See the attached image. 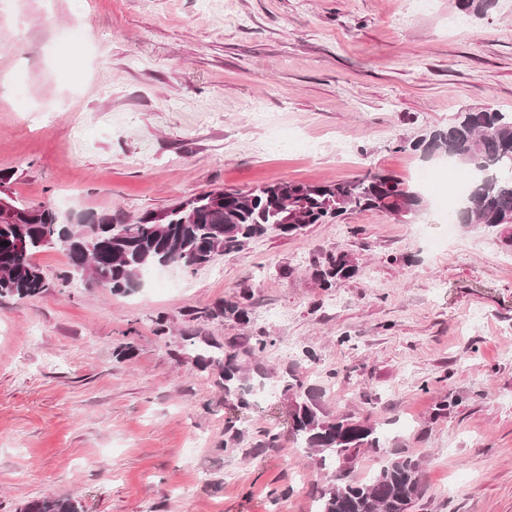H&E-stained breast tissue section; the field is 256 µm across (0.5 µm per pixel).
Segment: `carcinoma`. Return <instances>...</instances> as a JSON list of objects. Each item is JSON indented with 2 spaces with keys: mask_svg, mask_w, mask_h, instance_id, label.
Wrapping results in <instances>:
<instances>
[{
  "mask_svg": "<svg viewBox=\"0 0 512 512\" xmlns=\"http://www.w3.org/2000/svg\"><path fill=\"white\" fill-rule=\"evenodd\" d=\"M429 155L445 156L468 166L472 181L451 222L501 228V241L512 246V112L480 109L458 112L448 125L414 144ZM216 191L199 194L165 209L166 217L146 211L134 222L109 214H84L63 223L46 203L30 205L10 195V215L0 219V297L32 298L49 291L50 283L33 262L35 253L49 249L47 239L66 252L69 270L62 281H86L115 291L133 288L146 270L178 266L194 270L207 264L197 254L235 252L267 233L298 235L311 224H330L348 211L417 212L423 196L408 190L389 174L369 173L340 182H278L247 191L226 190L224 202ZM301 207L302 223L282 222L284 202ZM7 245H2V242ZM356 265L345 253L331 254L317 269L322 288L352 277ZM220 314L246 322L248 309L239 301L224 303ZM224 391L239 381L234 355L221 365ZM298 401L292 429L301 448L314 449L339 461L335 483L321 496L318 512H409L424 491L421 460L398 455L385 461L373 478L360 482L350 476V464L362 448H381V433L367 418L329 416L311 389L297 379L288 385ZM69 497H42L26 503L23 512H77Z\"/></svg>",
  "mask_w": 512,
  "mask_h": 512,
  "instance_id": "carcinoma-1",
  "label": "carcinoma"
}]
</instances>
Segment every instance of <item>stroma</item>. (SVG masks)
<instances>
[{"label": "stroma", "mask_w": 512, "mask_h": 512, "mask_svg": "<svg viewBox=\"0 0 512 512\" xmlns=\"http://www.w3.org/2000/svg\"><path fill=\"white\" fill-rule=\"evenodd\" d=\"M478 108L512 109V0H0V176L62 221L375 171L436 185L415 214L350 211L124 293L56 287L65 254H36L51 290L0 297V512H316L332 469L294 440L293 376L384 431L356 480L403 450L410 512H512V250L447 224L449 174L414 147ZM336 252L357 271L326 291ZM245 290L247 322L217 317ZM78 505L69 497H42L26 503L23 512H77Z\"/></svg>", "instance_id": "35a3bbf8"}]
</instances>
